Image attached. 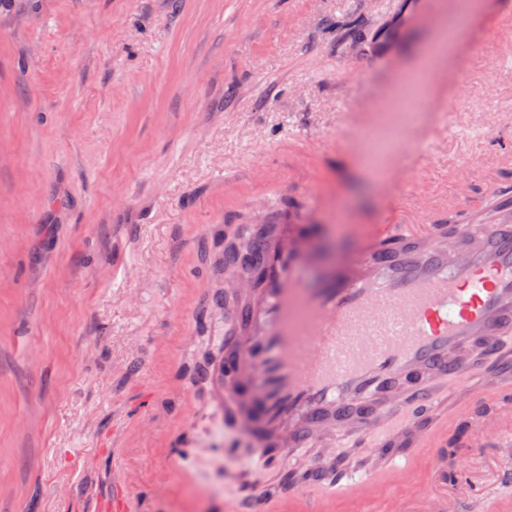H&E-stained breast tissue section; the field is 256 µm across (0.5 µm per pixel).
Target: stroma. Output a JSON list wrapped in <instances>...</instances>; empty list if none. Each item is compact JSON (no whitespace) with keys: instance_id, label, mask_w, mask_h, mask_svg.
Masks as SVG:
<instances>
[{"instance_id":"obj_1","label":"stroma","mask_w":512,"mask_h":512,"mask_svg":"<svg viewBox=\"0 0 512 512\" xmlns=\"http://www.w3.org/2000/svg\"><path fill=\"white\" fill-rule=\"evenodd\" d=\"M451 6L0 0V512H99L118 474L136 512H224L266 487L274 462L225 436L177 346L188 329L216 349L224 330L191 308L213 293L210 228L291 204L332 265L354 225L411 223L416 197L453 207L469 158L466 208L511 189L512 0H473L458 53L399 91ZM141 405L163 446L137 439ZM497 456L472 443L448 459L467 460L455 494L479 512L512 503ZM175 457L169 491L144 496Z\"/></svg>"}]
</instances>
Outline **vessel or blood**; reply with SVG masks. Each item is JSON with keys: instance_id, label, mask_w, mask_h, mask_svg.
Segmentation results:
<instances>
[{"instance_id": "1", "label": "vessel or blood", "mask_w": 512, "mask_h": 512, "mask_svg": "<svg viewBox=\"0 0 512 512\" xmlns=\"http://www.w3.org/2000/svg\"><path fill=\"white\" fill-rule=\"evenodd\" d=\"M491 211L488 221L463 214L449 240L423 205L416 223L364 226L357 253L311 284L297 222L271 228L249 272L225 255L237 299L204 371L214 409L259 456L320 455L306 482L261 499L243 491L224 512H406L412 502L448 512L437 486L448 385L512 336V195ZM480 383L512 412V371ZM474 439L499 445L498 480L511 484L512 426L486 424ZM339 448H370L377 460L339 470Z\"/></svg>"}]
</instances>
